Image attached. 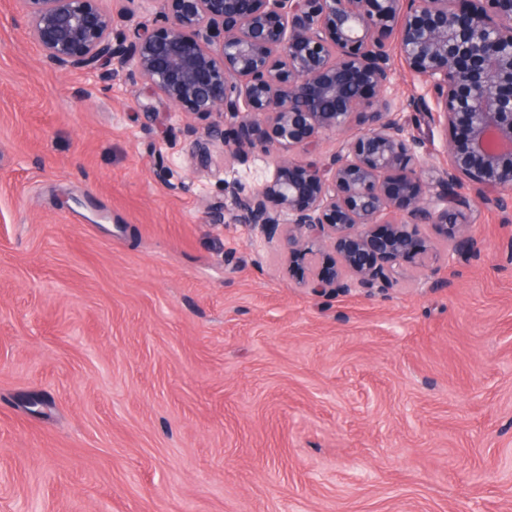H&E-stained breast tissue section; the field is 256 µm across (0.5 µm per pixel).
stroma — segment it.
I'll use <instances>...</instances> for the list:
<instances>
[{"label": "stroma", "mask_w": 512, "mask_h": 512, "mask_svg": "<svg viewBox=\"0 0 512 512\" xmlns=\"http://www.w3.org/2000/svg\"><path fill=\"white\" fill-rule=\"evenodd\" d=\"M0 0V512H512V209L430 288L311 295L131 69L45 64ZM428 164L446 131L392 54Z\"/></svg>", "instance_id": "1"}]
</instances>
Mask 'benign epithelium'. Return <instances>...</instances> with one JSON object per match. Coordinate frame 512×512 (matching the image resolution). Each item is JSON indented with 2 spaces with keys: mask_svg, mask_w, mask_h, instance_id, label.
Listing matches in <instances>:
<instances>
[{
  "mask_svg": "<svg viewBox=\"0 0 512 512\" xmlns=\"http://www.w3.org/2000/svg\"><path fill=\"white\" fill-rule=\"evenodd\" d=\"M102 2L17 0L47 65L109 81L129 66L191 120L194 150L232 166L273 156L270 180H225L224 197L237 223L280 231L316 296L392 288L406 263L431 271L423 226L465 259L472 200L512 203V0H151V21L124 16L130 35ZM392 42L443 117L444 169L386 95ZM329 134L340 147L315 158Z\"/></svg>",
  "mask_w": 512,
  "mask_h": 512,
  "instance_id": "1",
  "label": "benign epithelium"
}]
</instances>
